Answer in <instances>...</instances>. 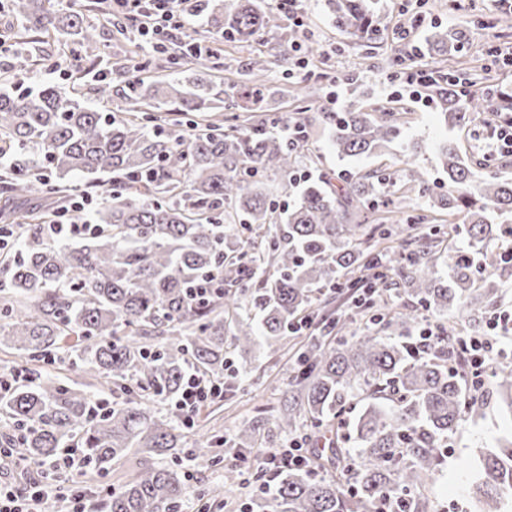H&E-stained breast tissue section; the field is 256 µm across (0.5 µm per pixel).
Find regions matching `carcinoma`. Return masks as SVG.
Returning a JSON list of instances; mask_svg holds the SVG:
<instances>
[{"label":"carcinoma","mask_w":512,"mask_h":512,"mask_svg":"<svg viewBox=\"0 0 512 512\" xmlns=\"http://www.w3.org/2000/svg\"><path fill=\"white\" fill-rule=\"evenodd\" d=\"M336 28L359 42L380 33L377 0H328ZM24 31L53 43L61 60L96 48L101 31L120 25L112 10L100 26L56 0H5ZM186 11L210 18L227 41L253 43L271 15L258 0H195ZM470 35L437 27L427 40L431 57L461 52ZM268 68L249 63L256 99L263 98ZM453 129L467 128L483 96L439 76L422 88ZM77 88L45 85L35 95L0 91V155L10 163L0 178V220L20 225V248L0 262V347L29 364L28 384L0 393V413L15 434L5 437L17 459L36 467L61 448H81L87 465L71 487L91 496L95 512H182L185 476L175 469L142 466L111 483L113 467L133 454L173 450L221 465L215 433L192 431L177 414L156 403L177 393L190 373L221 380L228 356L263 341L277 350L288 325L312 310L318 290L345 282L355 269L369 271L370 287L386 283L438 317L494 303L502 273L512 267L501 251L512 243V225L491 215H512V179L479 174L480 162L448 140L436 148L448 173V189H434L427 172L406 169L401 193L426 200L452 217L448 228L432 224L409 250L404 228L353 224L351 216L396 194L386 168L347 172L332 188L328 173L309 181L288 208L277 209L265 174L292 179L301 146L267 129L262 114L234 115L224 127L201 118L185 127L181 117L212 109L218 94L203 79L128 83L126 99L165 109L161 120L146 112H103L75 100ZM375 102L366 110L322 112L340 160L377 156L401 140L405 115ZM97 186L108 177L96 221L97 236L76 243L47 242L51 214L23 209L32 193H62L73 175ZM241 224L244 237L234 233ZM387 242L365 246L369 238ZM274 273H269V270ZM222 275L219 291L205 301L193 289ZM251 299L252 308L244 306ZM416 316L394 311L373 315L369 326L337 345L315 343L295 375L294 403L258 420L228 441L238 454L271 447L267 425L288 434L298 419L309 422L305 442L338 432L310 457L254 494L249 512H380L402 496L403 512H429L421 492L440 474L442 448L460 422L484 399L448 368L441 344L418 353L410 336ZM396 327L382 336L379 324ZM233 325V342L224 326ZM71 363L99 381L112 400L100 404L82 389L58 381L41 363ZM497 396L512 408V366L492 365ZM365 400L351 423L341 419L345 401ZM352 447L341 448L339 444ZM483 479L472 490V512H500L512 489V439L481 453Z\"/></svg>","instance_id":"obj_1"}]
</instances>
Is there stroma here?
I'll list each match as a JSON object with an SVG mask.
<instances>
[{
    "label": "stroma",
    "mask_w": 512,
    "mask_h": 512,
    "mask_svg": "<svg viewBox=\"0 0 512 512\" xmlns=\"http://www.w3.org/2000/svg\"><path fill=\"white\" fill-rule=\"evenodd\" d=\"M379 5L380 34L371 42L359 45L349 34L336 29L327 0H297L296 18L276 13L272 31L260 44L240 50L234 43H223L221 55L209 58L205 76L215 90L222 92L224 100L234 103V110L247 112L256 105L249 94L248 63L256 56L266 60L272 78L258 105L281 126L292 123L297 115L308 117L307 144L300 152L298 169L314 177L323 172L338 173L346 166L362 173L379 166L398 171L401 144L392 145L378 158L362 157L343 162L337 158L327 130L317 120L319 112L325 110L342 112L360 108L373 100L396 101L410 110L409 122L403 128V142H420L418 165L436 186H445L448 175L439 167L434 147L447 140L450 129L436 106H424L412 87L401 81L388 85L386 78L395 73V60H409L413 47H426L428 36L437 26L464 28L471 33L469 56L445 60L441 66L443 73H455L477 60L491 64L490 47L512 49V13L493 11L488 0H465L455 14L449 13L448 0H380ZM409 13L416 15L418 21L410 31V41L405 42L397 38L396 32ZM100 43L103 53L93 54L83 61L85 76L77 100L84 106H99L94 75L104 69L112 86L109 106L115 112L129 109L126 86L140 76L132 67L131 54L150 62L149 78L166 79L171 73L168 60L179 53L181 47L180 40L174 39L168 41L165 48H153L149 40L140 35L137 23L131 21L127 22L123 33L103 35ZM308 44L319 48L318 59L306 56L304 47ZM22 49L28 53L30 61L26 73L12 86L15 93L34 94L47 84L69 85L70 68H56L45 61L52 51L49 44L26 43ZM309 81L319 87L316 98L298 101L291 94V87ZM231 111L217 108L210 111L209 117L222 121ZM314 312L321 320H339L342 333L347 337L363 326L353 305L352 292L347 288L335 293L322 290ZM310 342L307 336L286 335L277 352L258 344L249 353L236 354L237 373L229 377L223 399L210 403L206 412L200 413V420L211 421L228 437L286 404L290 390L295 387L293 375L299 356ZM246 367L251 370L249 377L239 378V370ZM483 396L484 405L479 413L468 417L451 436L439 479L423 493L433 512H470V491L479 476L480 449L494 447L498 440L512 435V413L503 408L491 388H484Z\"/></svg>",
    "instance_id": "obj_1"
}]
</instances>
